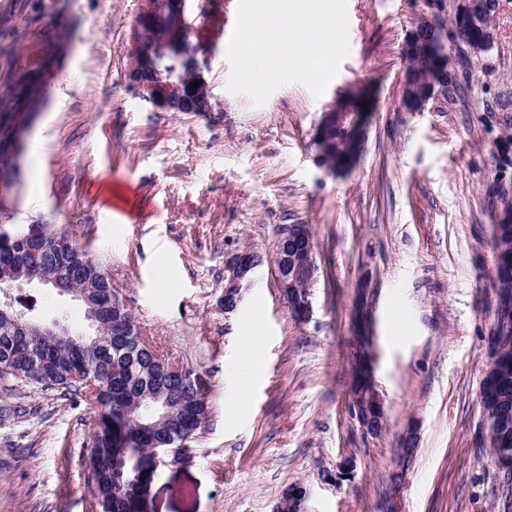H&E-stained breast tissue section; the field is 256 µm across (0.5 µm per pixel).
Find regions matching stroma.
Segmentation results:
<instances>
[{
    "instance_id": "stroma-1",
    "label": "stroma",
    "mask_w": 512,
    "mask_h": 512,
    "mask_svg": "<svg viewBox=\"0 0 512 512\" xmlns=\"http://www.w3.org/2000/svg\"><path fill=\"white\" fill-rule=\"evenodd\" d=\"M142 0H0V80L47 24L65 37L22 121L23 150L0 190V224H57L106 264L141 327L207 387L210 416L179 463L161 467L145 512H276L292 483L304 512H499L494 469L474 450L479 383L496 322L498 187L512 192V0L495 45L453 101L401 107L402 46L455 0H347L350 52L321 96L284 86L264 105L230 93L226 51L238 0H190L203 35L209 112H158L126 80ZM372 92L364 151L347 172L314 162L323 112ZM306 224L318 267L312 314L296 319L272 269L277 229ZM263 265L224 310V253ZM16 309L85 330L79 302L21 284ZM364 320L388 416L377 437L351 413L352 323ZM262 329L257 370L240 338ZM0 512H97L86 464L94 414L59 389L0 379ZM418 451L400 485L397 449ZM351 461V478L336 474Z\"/></svg>"
}]
</instances>
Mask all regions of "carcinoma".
Returning <instances> with one entry per match:
<instances>
[{
    "label": "carcinoma",
    "instance_id": "cac0c4a2",
    "mask_svg": "<svg viewBox=\"0 0 512 512\" xmlns=\"http://www.w3.org/2000/svg\"><path fill=\"white\" fill-rule=\"evenodd\" d=\"M62 31L44 28L30 45L37 61L14 65L0 113L10 118L37 109L38 77L51 62L48 53ZM416 82L425 80L430 64L424 49L410 59ZM366 117L327 132L320 142L322 158L331 168H342L359 156ZM15 129L0 128V172L12 167L11 141ZM0 230V287L19 284L23 273L34 279L56 274L62 288L90 287L98 298L105 330L99 344L83 347L79 336L70 343L48 344L0 320V379L45 389L82 394L94 409L96 428L90 437L95 490L100 512H133L146 493L143 481L157 469L146 466L153 448L171 441L193 442L208 415L207 395L197 385L182 382L166 371L169 358L145 336L133 335L132 312L112 297L99 299L108 284L99 276L106 266L90 268L81 262L86 247L55 224H7ZM494 269L502 307L492 341L500 353L496 367L480 384L481 416L476 447L489 448L497 468L503 512L512 509V468L500 460L512 458V224L494 227Z\"/></svg>",
    "mask_w": 512,
    "mask_h": 512
}]
</instances>
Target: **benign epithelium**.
I'll use <instances>...</instances> for the list:
<instances>
[{"label": "benign epithelium", "mask_w": 512, "mask_h": 512, "mask_svg": "<svg viewBox=\"0 0 512 512\" xmlns=\"http://www.w3.org/2000/svg\"><path fill=\"white\" fill-rule=\"evenodd\" d=\"M187 2L189 0H143L136 18V27L140 33L146 27L163 24L170 15L180 22L174 35L152 40L136 38L131 50V65L126 74L128 85L134 93L162 112L173 111L177 102L185 112H197L201 109L209 112L213 108V94L204 76L205 65L200 62L197 53H190L186 62L172 64L168 67L167 74H161V64L168 58L169 42L181 37L182 32L187 30ZM421 26L433 30L427 46L431 71L422 88L415 87L410 72H405L403 109L407 112H421L431 101L448 99V91L452 88L448 84V50L464 45L475 55L480 52V47L469 41L467 33L460 26L441 30L431 21H425ZM195 80L199 81V86L194 89L192 82ZM350 111L349 98H339L323 113L316 134H322L324 129ZM301 231L303 227L299 224H284L278 229L276 277L281 291L285 294L293 287L294 280L302 270V264H307L309 271H315L312 240L306 241L305 258L288 255V245L300 236ZM261 265L257 252L253 250L233 248L224 254V311L230 312L237 308L240 301L239 286ZM61 293L87 307L89 328L96 332L102 331L99 307L86 289L68 288L61 290ZM0 313L7 316L18 328L33 331L47 342L73 341L70 330L61 322L47 323L37 320L27 312L15 309L9 300L6 301V307L0 309Z\"/></svg>", "instance_id": "7a95c632"}]
</instances>
